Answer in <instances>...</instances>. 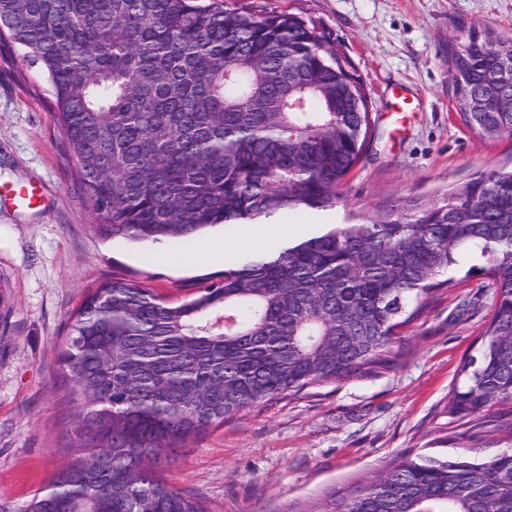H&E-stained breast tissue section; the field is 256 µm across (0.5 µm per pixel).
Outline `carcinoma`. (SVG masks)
<instances>
[{
  "label": "carcinoma",
  "instance_id": "cac0c4a2",
  "mask_svg": "<svg viewBox=\"0 0 512 512\" xmlns=\"http://www.w3.org/2000/svg\"><path fill=\"white\" fill-rule=\"evenodd\" d=\"M0 41L43 71L106 238L187 239L282 210L329 212L371 136L350 64L315 26L241 0H0ZM456 106L485 141L512 137V36L448 49ZM471 262L493 288L482 345L448 414L512 402V166L481 172L416 217L383 215L250 254L183 302L125 279L89 293L60 353L85 403L84 455L27 512H207L149 467L164 448L260 403L402 360L401 329ZM336 512H512V449L405 458Z\"/></svg>",
  "mask_w": 512,
  "mask_h": 512
}]
</instances>
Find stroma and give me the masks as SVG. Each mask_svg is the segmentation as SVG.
<instances>
[{
    "mask_svg": "<svg viewBox=\"0 0 512 512\" xmlns=\"http://www.w3.org/2000/svg\"><path fill=\"white\" fill-rule=\"evenodd\" d=\"M253 2L313 23L367 94L372 138L338 219L421 214L512 158V140L487 142L464 125L448 72V42L462 28L512 35V0ZM56 110L38 67L1 48L0 183L37 186L43 205L0 203V512H25L80 453L70 419L82 398L63 383L58 357L86 293L119 277L181 301L255 250L236 225L145 245L101 237ZM491 310V290L471 275L409 327L396 368L249 407L152 466L210 512H330L401 459L493 457L512 444L494 433L475 445L454 438L448 417Z\"/></svg>",
    "mask_w": 512,
    "mask_h": 512,
    "instance_id": "obj_1",
    "label": "stroma"
}]
</instances>
